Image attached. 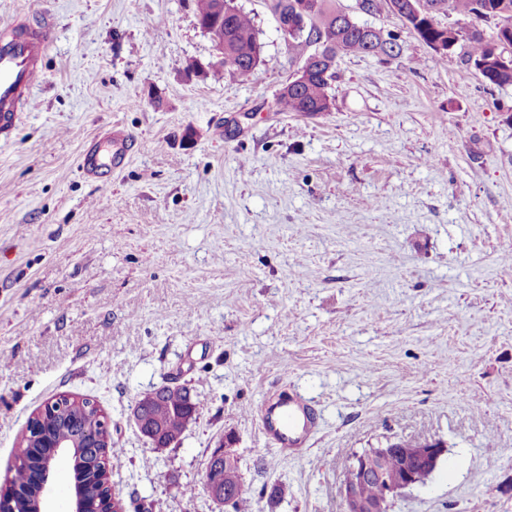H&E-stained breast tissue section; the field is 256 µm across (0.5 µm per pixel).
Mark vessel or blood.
<instances>
[{
    "instance_id": "1",
    "label": "vessel or blood",
    "mask_w": 512,
    "mask_h": 512,
    "mask_svg": "<svg viewBox=\"0 0 512 512\" xmlns=\"http://www.w3.org/2000/svg\"><path fill=\"white\" fill-rule=\"evenodd\" d=\"M54 40L48 21L0 29V133L9 134L39 78L38 63ZM261 430L277 448L300 447L314 424V411L302 398L281 392L265 402Z\"/></svg>"
}]
</instances>
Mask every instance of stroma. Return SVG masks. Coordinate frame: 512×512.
<instances>
[{"mask_svg":"<svg viewBox=\"0 0 512 512\" xmlns=\"http://www.w3.org/2000/svg\"><path fill=\"white\" fill-rule=\"evenodd\" d=\"M237 2L261 60L216 78L193 0H0L54 28L0 136V478L66 393L110 416L126 512H224L228 433L262 512H343L351 454L399 438L446 448L390 512H512V86L336 0L399 55H339L331 111L279 112L300 56L273 0ZM110 128L131 144L104 188L81 158ZM168 383L199 412L157 448L131 415ZM279 385L319 417L296 453L256 417Z\"/></svg>","mask_w":512,"mask_h":512,"instance_id":"35a3bbf8","label":"stroma"}]
</instances>
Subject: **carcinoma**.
Wrapping results in <instances>:
<instances>
[{
    "mask_svg": "<svg viewBox=\"0 0 512 512\" xmlns=\"http://www.w3.org/2000/svg\"><path fill=\"white\" fill-rule=\"evenodd\" d=\"M413 2L419 7L421 17L415 18L405 14L399 17L412 25V29L431 49L436 46L443 47L438 53V60L447 57L448 46L456 44L460 31L453 28H443L434 19L440 11H450L463 18L477 16L486 10L499 16L500 20L512 27V0H405ZM317 6L319 24L303 37L288 39V48L300 51V56L307 55V47L311 43L324 46H339L341 53L353 55H372L396 57L400 54V45L393 35L388 39L373 43L363 32L366 24L356 20L343 21L338 24V15L341 10L332 6V0H311ZM224 54L216 57L209 63L213 73L222 75L232 74L236 70L246 73L253 71L259 61L261 44L258 31L250 14L246 13L237 4L233 3L224 11ZM499 35L492 31L484 38H469L468 59L475 69L491 85L497 87L512 86V63L505 66L500 63L501 51L497 46ZM331 82L323 76L318 65L310 66L307 82L301 90L290 94H281L277 98V107L280 112H298L313 116L325 108L326 101L331 98ZM186 400L178 393L159 390L156 400L151 406L150 416L159 418L166 426L169 435L182 433ZM46 421L53 424L56 433L70 436L78 444L76 451L83 464V474L93 478L101 500H106L107 488L99 480V459L107 453L112 454L113 447L106 446L100 418L96 411L86 405V401L74 400L60 416H48ZM364 462L369 470L382 474V478H374L360 483V493L368 500L382 499L383 482L400 481L406 474L413 475L415 485H424L432 477L437 464L429 460L423 453L421 442L417 440L398 439L389 445V453L384 459L377 457L373 448L353 454ZM224 481L225 501L229 503L230 512H256L248 487L243 481L239 462L224 463L215 461Z\"/></svg>",
    "mask_w": 512,
    "mask_h": 512,
    "instance_id": "obj_1",
    "label": "carcinoma"
}]
</instances>
